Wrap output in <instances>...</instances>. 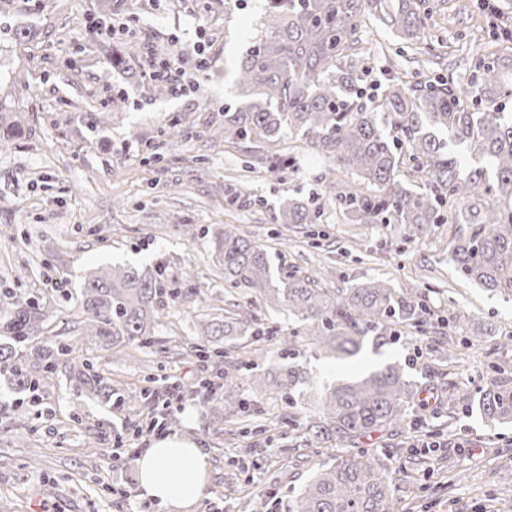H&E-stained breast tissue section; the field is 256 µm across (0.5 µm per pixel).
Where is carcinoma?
Returning a JSON list of instances; mask_svg holds the SVG:
<instances>
[{
    "label": "carcinoma",
    "instance_id": "1",
    "mask_svg": "<svg viewBox=\"0 0 512 512\" xmlns=\"http://www.w3.org/2000/svg\"><path fill=\"white\" fill-rule=\"evenodd\" d=\"M428 0H270L266 29L240 60L239 98L224 108V142L274 144L299 138L347 176L346 185L328 200L347 224H406L422 233L432 224H453L449 253L457 275L490 291L512 296V112L497 105L512 97V56L508 49L481 53L477 85L387 79L379 104H358L362 75L345 62L361 45L372 9L398 36L414 41L429 19ZM114 4L97 18L79 14L74 24L96 34L106 63L122 69L137 48L117 47L96 33L106 26ZM11 101L0 98V148L22 135L20 123L7 122ZM414 162L415 189L402 171ZM269 177L281 178L292 158L260 156ZM320 208L298 198L283 200L274 221L314 224ZM216 259L224 265V287L244 289L268 307L284 306L294 320L289 342L300 338L316 352L330 349L355 355L394 344L400 334L428 331L433 314L419 288H395L370 278L349 288L321 287V272L295 274L275 265L266 246L224 225L213 236ZM181 297L167 288L162 270L133 267L96 269L84 276L76 295L85 335L105 346L154 343V326L165 301ZM50 318L48 308L13 294L0 295V371L9 373L11 389L33 393L39 381L66 372L75 387L112 403V380L68 338L46 341L39 335ZM274 337L257 324L226 317L201 325L194 355L223 370L225 399L236 400L243 383L225 370L218 345L228 336ZM408 364L432 372L448 390V409H477L484 420L512 421V378L499 376L477 390L448 381V372L410 359ZM275 387L289 402L313 382L295 362L274 366ZM417 382L404 368L389 363L347 383L316 388L320 421L303 427V445L336 451L286 504V512H398L397 487L388 459L355 444L373 432L405 426Z\"/></svg>",
    "mask_w": 512,
    "mask_h": 512
}]
</instances>
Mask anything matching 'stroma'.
Instances as JSON below:
<instances>
[{"label": "stroma", "mask_w": 512, "mask_h": 512, "mask_svg": "<svg viewBox=\"0 0 512 512\" xmlns=\"http://www.w3.org/2000/svg\"><path fill=\"white\" fill-rule=\"evenodd\" d=\"M99 7V0H13L0 13V92L19 95L17 118L35 131L0 150V294L48 306L52 340L78 325L72 295L95 268L158 267L167 286L182 288L184 296L167 303L152 347L105 349L83 338L85 356L127 393L124 404L93 401L59 376L43 385L36 401L0 410V512H179L144 496L139 486L136 451L151 448L156 437L137 432L152 405L136 394L151 372L157 391L172 386L182 397L173 435L209 457L205 495L187 512H251L259 500L269 512H284L288 497L327 460L298 446L287 420L303 422L317 411L308 404L289 407L274 388L254 384L244 399L260 430L237 435L245 412L225 402L223 380L188 349L201 320L228 314L275 329L279 343L251 345L254 366L270 368L291 353L324 384L413 355L409 333L380 352L367 347L346 360L314 357L301 341L284 345L291 329L286 309L224 287L212 238L227 224L265 244L283 268L333 267L328 282L334 288L379 277L397 288L425 289L435 319L445 321L461 354L456 380L477 388L492 377L493 366L512 371V349L497 346L512 331V298L457 278L448 260L451 225L421 237L404 224L343 223L330 205L318 224L275 223L283 198L312 197L317 176L330 169L303 144L281 179L244 177L252 148L225 143L218 130L225 106L237 100L233 71L264 21L268 0H242L230 16L223 0H135L131 26L141 55L124 70L108 66L91 35L70 22ZM437 11L410 48L386 28H374L364 40L367 108L375 107L391 72L470 84L475 48L512 29V0L490 7L484 0H441ZM21 26L35 33L24 47L14 40ZM199 42L208 66L186 95L157 93L144 80L146 54L190 58ZM427 46L435 47V60H423ZM175 120L190 137L171 146L162 132ZM244 184L247 196H237ZM459 309L472 316L460 330L450 323ZM360 445L389 455L399 502L411 512H512L511 423L416 405L403 432L374 433ZM32 455L38 463L30 468ZM427 478L453 486L447 493L420 492Z\"/></svg>", "instance_id": "stroma-1"}]
</instances>
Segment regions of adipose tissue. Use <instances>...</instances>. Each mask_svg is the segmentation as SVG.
Masks as SVG:
<instances>
[{
	"label": "adipose tissue",
	"mask_w": 512,
	"mask_h": 512,
	"mask_svg": "<svg viewBox=\"0 0 512 512\" xmlns=\"http://www.w3.org/2000/svg\"><path fill=\"white\" fill-rule=\"evenodd\" d=\"M208 456L196 443L169 438L157 442L138 461V480L146 496L186 508L204 495Z\"/></svg>",
	"instance_id": "obj_1"
}]
</instances>
